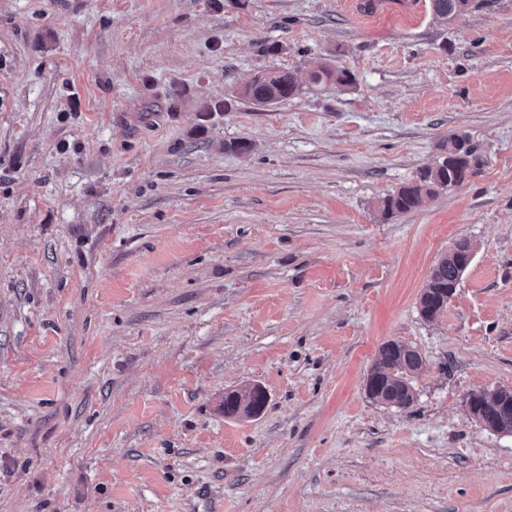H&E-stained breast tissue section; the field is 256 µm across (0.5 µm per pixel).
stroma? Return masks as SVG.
Returning <instances> with one entry per match:
<instances>
[{"mask_svg": "<svg viewBox=\"0 0 512 512\" xmlns=\"http://www.w3.org/2000/svg\"><path fill=\"white\" fill-rule=\"evenodd\" d=\"M321 61L351 82L233 94ZM451 134L478 174L383 216ZM390 340L425 362L407 409L366 392ZM492 388L512 0H0V512H512V433L462 405ZM472 7L471 0H430L432 12L442 19L461 16ZM471 250L474 251V246L470 240L459 239L448 253L436 262L430 272L426 289L419 300L420 313L423 318L434 320L448 305L463 273L466 271L464 267L471 264L474 254H468L461 259L464 267L459 265L457 256L465 255ZM447 296L448 300H446ZM259 385L227 391L224 395V415L227 418L257 416L264 409L266 399L260 401ZM261 404V408H259Z\"/></svg>", "mask_w": 512, "mask_h": 512, "instance_id": "obj_1", "label": "stroma"}]
</instances>
